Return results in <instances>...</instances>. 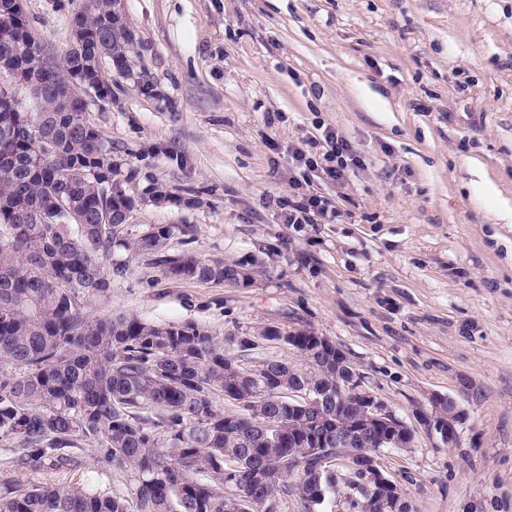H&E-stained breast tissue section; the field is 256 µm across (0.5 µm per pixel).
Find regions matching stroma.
Returning a JSON list of instances; mask_svg holds the SVG:
<instances>
[{
	"label": "stroma",
	"instance_id": "obj_1",
	"mask_svg": "<svg viewBox=\"0 0 512 512\" xmlns=\"http://www.w3.org/2000/svg\"><path fill=\"white\" fill-rule=\"evenodd\" d=\"M88 0H24L55 52ZM128 69L87 120L143 200L124 226L186 225L169 252L246 279L165 278L112 250L93 316L205 326L242 366L298 363L264 328L312 330L347 355L415 433L379 464L416 512H512V0H117ZM334 132L341 182L289 150ZM172 200L153 203V184ZM331 214L288 223L294 190ZM255 349L241 351L242 339ZM456 402L457 441L427 417Z\"/></svg>",
	"mask_w": 512,
	"mask_h": 512
}]
</instances>
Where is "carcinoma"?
Wrapping results in <instances>:
<instances>
[{"mask_svg": "<svg viewBox=\"0 0 512 512\" xmlns=\"http://www.w3.org/2000/svg\"><path fill=\"white\" fill-rule=\"evenodd\" d=\"M7 16L0 67L21 70L35 111L0 94V438L15 444L21 470L0 487V512H224L229 495L249 512H282L290 494L301 512H319L305 476L336 494L348 474L336 461L348 453L310 451L299 409L274 399L277 387L292 385L299 406L320 388L333 395L326 413L358 416L352 399L336 396L345 379L336 351L316 350L311 330L292 342L266 328L263 339L293 346L301 364L265 360L253 371L256 384L229 374L238 361L194 321L89 316L91 298L111 287L112 247L124 244L112 212L129 218L139 200L123 188L118 165L110 185L82 176L112 146L86 121L75 87L90 80L106 96L101 60L126 69L134 35L112 0H90L73 21L81 37L46 66L39 54L48 44L25 12ZM34 207L46 223L27 220ZM176 229L154 226L132 247L153 255L170 279L221 283L233 272L218 259L165 250ZM229 389L253 403L226 398ZM260 420L279 424V447L256 436ZM75 449L90 453L93 466L67 482L45 476L81 468ZM288 458L293 467L266 482L267 470ZM114 474L127 477L123 488L109 486Z\"/></svg>", "mask_w": 512, "mask_h": 512, "instance_id": "obj_1", "label": "carcinoma"}]
</instances>
